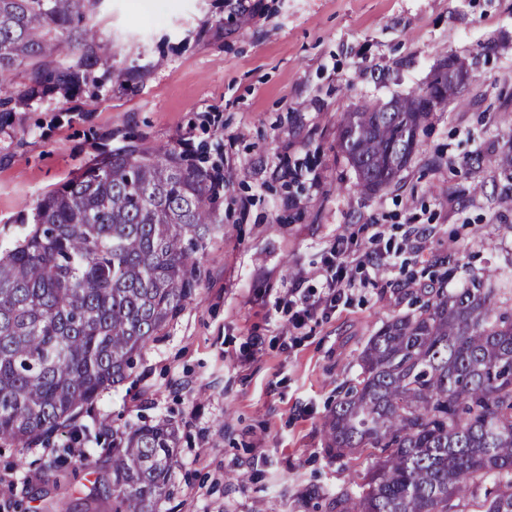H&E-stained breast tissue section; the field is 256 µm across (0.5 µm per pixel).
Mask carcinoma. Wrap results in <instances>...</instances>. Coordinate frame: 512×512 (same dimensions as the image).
<instances>
[{
    "label": "carcinoma",
    "mask_w": 512,
    "mask_h": 512,
    "mask_svg": "<svg viewBox=\"0 0 512 512\" xmlns=\"http://www.w3.org/2000/svg\"><path fill=\"white\" fill-rule=\"evenodd\" d=\"M103 0H0V86L29 106L101 70L119 88L143 73L137 47L99 51ZM443 61L426 87L443 106ZM418 87L343 112L339 147L357 186L375 194L421 146L435 106ZM208 169L171 144L117 147L40 199L33 227L0 253V444L74 425L131 376L145 346L196 290L198 263L224 197ZM492 272L453 292L426 291L412 315L370 337L359 371L325 422L328 455L371 451L360 491L333 512H512V289ZM172 424L112 433L96 509L155 512L175 466Z\"/></svg>",
    "instance_id": "obj_1"
}]
</instances>
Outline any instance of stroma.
Wrapping results in <instances>:
<instances>
[{"mask_svg":"<svg viewBox=\"0 0 512 512\" xmlns=\"http://www.w3.org/2000/svg\"><path fill=\"white\" fill-rule=\"evenodd\" d=\"M96 22L103 51L141 47L145 76L124 90L100 76L0 123V249L22 239L48 191L130 140L177 145L223 174L224 221L193 295L132 376L81 415L98 469L59 456L66 432L1 446L14 487L0 512H85L113 430L162 420L179 442L158 512H330L372 465L324 451L336 392L370 336L416 310L412 288L512 273V175L498 165L512 151V0H103ZM448 56L470 80L398 179L362 193L339 115L408 94ZM413 224L422 248L381 271L353 263L360 288L345 307L287 328L289 288L323 294L337 236L363 254L371 232L398 243Z\"/></svg>","mask_w":512,"mask_h":512,"instance_id":"obj_1","label":"stroma"}]
</instances>
